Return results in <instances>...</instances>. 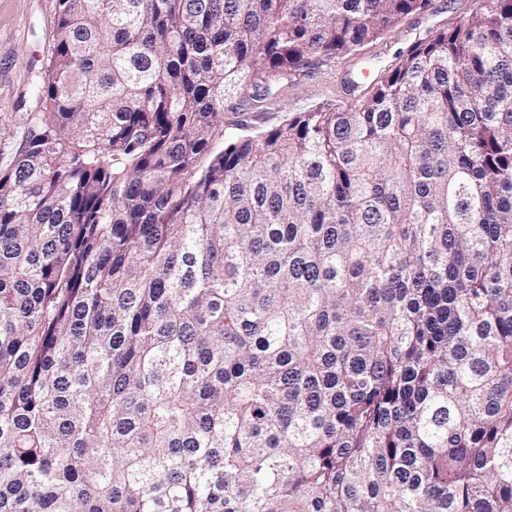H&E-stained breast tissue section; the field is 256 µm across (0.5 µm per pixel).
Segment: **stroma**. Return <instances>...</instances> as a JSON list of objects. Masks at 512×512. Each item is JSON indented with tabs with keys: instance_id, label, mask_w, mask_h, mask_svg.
<instances>
[{
	"instance_id": "obj_1",
	"label": "stroma",
	"mask_w": 512,
	"mask_h": 512,
	"mask_svg": "<svg viewBox=\"0 0 512 512\" xmlns=\"http://www.w3.org/2000/svg\"><path fill=\"white\" fill-rule=\"evenodd\" d=\"M473 8L474 0H431L426 11L403 18L379 38L291 74L265 110L240 107L237 121L258 131L321 105L350 106L368 96L415 41ZM56 12L57 0H0V171L12 163L33 117L37 75L53 45ZM354 78L359 88H350Z\"/></svg>"
}]
</instances>
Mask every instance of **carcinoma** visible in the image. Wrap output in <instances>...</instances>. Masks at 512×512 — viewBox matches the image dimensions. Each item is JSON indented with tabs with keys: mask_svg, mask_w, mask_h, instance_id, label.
Here are the masks:
<instances>
[{
	"mask_svg": "<svg viewBox=\"0 0 512 512\" xmlns=\"http://www.w3.org/2000/svg\"><path fill=\"white\" fill-rule=\"evenodd\" d=\"M345 109L224 108L429 0H58L0 172V512H512V0Z\"/></svg>",
	"mask_w": 512,
	"mask_h": 512,
	"instance_id": "carcinoma-1",
	"label": "carcinoma"
}]
</instances>
